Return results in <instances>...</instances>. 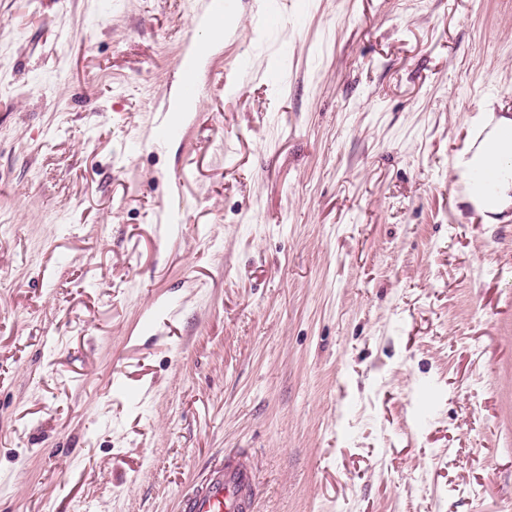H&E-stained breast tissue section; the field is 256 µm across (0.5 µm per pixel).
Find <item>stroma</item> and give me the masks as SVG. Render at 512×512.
<instances>
[{
    "label": "stroma",
    "instance_id": "1",
    "mask_svg": "<svg viewBox=\"0 0 512 512\" xmlns=\"http://www.w3.org/2000/svg\"><path fill=\"white\" fill-rule=\"evenodd\" d=\"M187 3L0 0V512H181L240 451L257 512H512V209L453 170L512 0ZM239 0H199L201 8L197 5L192 15L194 25H199L211 31L213 28L223 27L230 15L238 9ZM223 32H210L211 39L221 38ZM179 75L182 91L187 98L196 99L201 95L195 68L188 62L179 61ZM181 124L177 121L172 113H164L155 118L151 136L148 139L141 138L138 148L142 151L147 149H159L168 140H173L180 135ZM460 181L467 187L464 191V200L471 203L481 214H498L512 206V174H506L496 183L492 193L484 197L469 183L470 168L468 162L458 165Z\"/></svg>",
    "mask_w": 512,
    "mask_h": 512
}]
</instances>
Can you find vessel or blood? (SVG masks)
<instances>
[{
	"label": "vessel or blood",
	"mask_w": 512,
	"mask_h": 512,
	"mask_svg": "<svg viewBox=\"0 0 512 512\" xmlns=\"http://www.w3.org/2000/svg\"><path fill=\"white\" fill-rule=\"evenodd\" d=\"M200 6L192 15L193 24L205 29L223 27L230 15L238 9V0H199ZM181 125L172 113L155 118L150 138L140 139V150L159 149L175 139ZM258 493L254 468L239 458L227 459L215 468L200 490L190 494L185 502V512H253Z\"/></svg>",
	"instance_id": "vessel-or-blood-1"
}]
</instances>
